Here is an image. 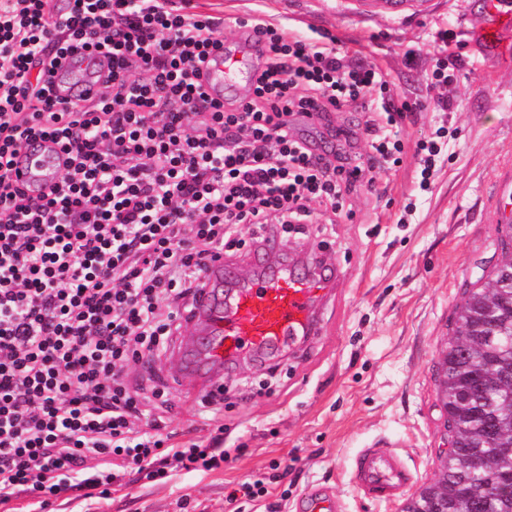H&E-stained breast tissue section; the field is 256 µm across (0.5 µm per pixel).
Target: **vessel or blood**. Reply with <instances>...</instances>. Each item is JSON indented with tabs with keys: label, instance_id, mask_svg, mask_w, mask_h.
Masks as SVG:
<instances>
[{
	"label": "vessel or blood",
	"instance_id": "vessel-or-blood-1",
	"mask_svg": "<svg viewBox=\"0 0 512 512\" xmlns=\"http://www.w3.org/2000/svg\"><path fill=\"white\" fill-rule=\"evenodd\" d=\"M375 10L401 14L424 10L426 0H362ZM487 19L480 37L499 43L512 28V0H482ZM257 36L240 38L236 47L225 49L203 79L207 91L236 96L249 82L255 62ZM103 54L78 50L72 54L55 83L58 96L70 101L94 97L96 87L88 74L101 66ZM65 155L49 138L29 141L15 155L13 168L19 181L33 190L46 191L54 184ZM277 245H256L249 260L256 273L243 279L233 264L217 259L203 273L204 286L186 315L192 333L183 339L176 355L179 372L193 379L197 389L218 383L224 366L255 352H275L317 329V310L336 285V275L321 262L301 264L297 257L277 259ZM352 480L363 499L389 502L409 488L413 477L383 446L360 449L355 457ZM306 512H341L336 496L316 489L306 493Z\"/></svg>",
	"mask_w": 512,
	"mask_h": 512
}]
</instances>
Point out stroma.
Segmentation results:
<instances>
[{"mask_svg":"<svg viewBox=\"0 0 512 512\" xmlns=\"http://www.w3.org/2000/svg\"><path fill=\"white\" fill-rule=\"evenodd\" d=\"M479 0H428L425 12L399 17L364 11L351 0H196L224 21V40L242 34L240 20L258 16L284 30L335 37L338 49L379 66L394 92L413 101L431 94L440 57L439 32L456 36L454 108L428 107L402 122L403 162L378 193L348 196L335 223L312 207L302 233L279 248L319 258L336 269V286L321 305L315 335L274 359H245L224 373V447L230 459L211 473L178 471L154 482L129 468L106 499L66 494L49 512H229L227 495L262 481L266 500L240 512H296L307 487L338 497L344 512H403L438 470L448 435L438 398L439 359L455 308L487 281L506 234L499 203L512 196V53L478 38ZM442 146L429 189L419 186L414 144ZM130 383L152 415L179 440L213 431L198 414L201 395L169 389L167 406L152 395L141 365ZM395 446L414 483L406 496L371 503L350 480L359 449ZM287 468L278 478L272 462Z\"/></svg>","mask_w":512,"mask_h":512,"instance_id":"stroma-1","label":"stroma"}]
</instances>
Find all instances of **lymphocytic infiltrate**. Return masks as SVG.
Listing matches in <instances>:
<instances>
[{
  "label": "lymphocytic infiltrate",
  "instance_id": "lymphocytic-infiltrate-1",
  "mask_svg": "<svg viewBox=\"0 0 512 512\" xmlns=\"http://www.w3.org/2000/svg\"><path fill=\"white\" fill-rule=\"evenodd\" d=\"M0 0V512L19 495L40 508L71 492L106 498L129 466L147 478L211 472L229 460L224 429L173 442L124 374L152 365L179 331L207 261L242 246L238 227L299 232L310 202L338 211L399 166L405 113L376 66L260 19L265 41L243 97L199 83L223 48V19L193 0ZM112 63L91 103L56 97L76 49ZM361 112L358 130L330 113ZM326 127L309 142L295 118ZM48 137L66 155L57 183L31 196L12 159ZM366 139L373 154L354 149Z\"/></svg>",
  "mask_w": 512,
  "mask_h": 512
}]
</instances>
